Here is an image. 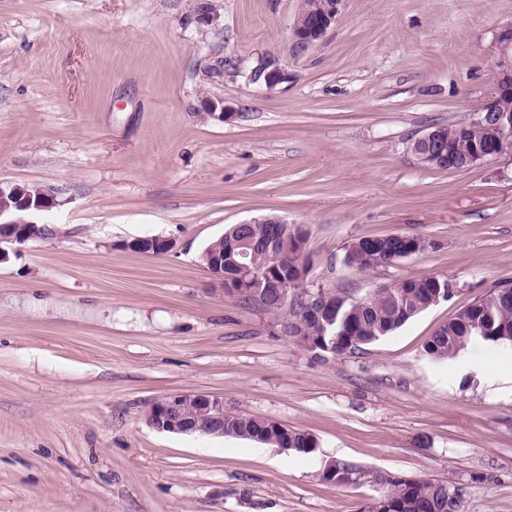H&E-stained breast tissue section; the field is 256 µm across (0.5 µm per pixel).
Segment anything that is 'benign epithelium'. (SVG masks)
<instances>
[{
	"label": "benign epithelium",
	"instance_id": "1",
	"mask_svg": "<svg viewBox=\"0 0 512 512\" xmlns=\"http://www.w3.org/2000/svg\"><path fill=\"white\" fill-rule=\"evenodd\" d=\"M339 0H303V8L292 31L294 42L309 45L320 39L336 20ZM220 14L214 0H197L186 24L207 28L219 22ZM494 83L483 105L471 114V125L494 132V141L479 146L462 158L449 156L442 149L439 128L417 138L432 149L419 153L426 162L430 156L447 161L461 169L492 161L512 150V22L497 28L494 37ZM287 74L273 57L261 58L249 74V81L268 91L285 82ZM209 114L224 121L232 116L231 107L224 99L206 101ZM57 205L56 193L41 186H0V258L8 249L36 238L42 229L34 217ZM134 250L147 249L153 253L172 250L175 243L166 237H139L126 243ZM147 423L154 429L175 434L224 435V397L207 393H176L152 404L146 414Z\"/></svg>",
	"mask_w": 512,
	"mask_h": 512
}]
</instances>
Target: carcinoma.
I'll return each mask as SVG.
<instances>
[{
  "mask_svg": "<svg viewBox=\"0 0 512 512\" xmlns=\"http://www.w3.org/2000/svg\"><path fill=\"white\" fill-rule=\"evenodd\" d=\"M468 124L466 119L444 132L450 153L458 157L493 138L490 132L477 127L465 135L458 134V129ZM266 238L264 224L233 225L224 232V239L209 243L210 252L224 259V285H232L243 300L255 302L280 318L300 323V335L292 340L317 362L364 351L451 294V283L437 275L405 279L378 288L361 300L323 288L321 292L329 305L321 314H307L304 312L303 290L310 260L307 256L297 257L300 246L305 244L303 231L297 228L294 233L279 239L281 259L273 266L266 252ZM242 239L248 243L247 260L269 268L271 281L263 283L257 291L252 285L240 287L237 278L241 258L236 242ZM433 247L435 242L413 234L373 239L362 237L346 247L344 261L360 271H368L395 263L405 254L414 255ZM292 281L299 288L294 301L286 306L279 304L276 285ZM473 340L512 343V288L489 289L441 326L423 351L431 359H447L457 355ZM224 434L286 448L297 454H309L318 447V439L306 431L290 429L271 419L243 412L224 413ZM323 479L347 484L358 479V471L337 461L325 469ZM379 482L384 489L367 503L363 512H461L459 489L446 479L382 477Z\"/></svg>",
  "mask_w": 512,
  "mask_h": 512,
  "instance_id": "cac0c4a2",
  "label": "carcinoma"
}]
</instances>
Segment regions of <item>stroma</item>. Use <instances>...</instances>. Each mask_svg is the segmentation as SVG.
<instances>
[{"instance_id":"obj_1","label":"stroma","mask_w":512,"mask_h":512,"mask_svg":"<svg viewBox=\"0 0 512 512\" xmlns=\"http://www.w3.org/2000/svg\"><path fill=\"white\" fill-rule=\"evenodd\" d=\"M194 2L0 0V184L58 199L45 238L0 262V512H362L381 476L445 479L462 512H512V384L492 344L423 352L512 285V153L450 171L410 149L481 106L512 0H341L306 47L291 37L302 0H219L201 29ZM267 55L288 75L271 91L249 80ZM209 98L234 118L208 116ZM268 216L304 231L309 289L362 299L440 275L453 294L314 362L200 260ZM400 233L434 246L345 264L354 239ZM154 235L174 248L126 246ZM195 392L319 446L147 424L154 402ZM336 460L360 478L325 481ZM213 0H197L194 10L186 18V24L198 28L215 26L220 19L217 5Z\"/></svg>"}]
</instances>
